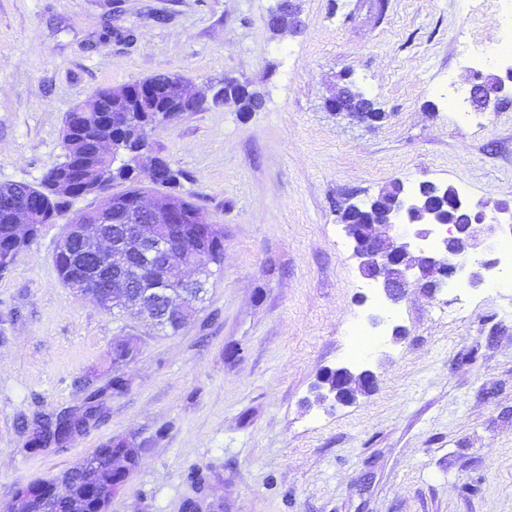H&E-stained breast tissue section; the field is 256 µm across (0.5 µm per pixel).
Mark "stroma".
<instances>
[{
  "label": "stroma",
  "instance_id": "obj_1",
  "mask_svg": "<svg viewBox=\"0 0 512 512\" xmlns=\"http://www.w3.org/2000/svg\"><path fill=\"white\" fill-rule=\"evenodd\" d=\"M274 0H0V184H38L63 160V121L103 87L158 73L199 92L231 77L256 112H183L151 152L224 227L194 320L159 331L108 313L59 280L61 224L0 273V512L15 489L127 439L139 466L111 512H512V261L484 286L391 303L358 272L340 225L346 197L391 182L512 194V104L472 106L474 65L512 0H300L275 35ZM384 120L328 112L344 72ZM376 349L350 352L354 324ZM139 352L127 388L64 445L28 450L27 424L83 412L78 378L113 375V342ZM369 362L378 387L311 404L328 368Z\"/></svg>",
  "mask_w": 512,
  "mask_h": 512
}]
</instances>
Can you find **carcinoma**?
<instances>
[{"label": "carcinoma", "mask_w": 512, "mask_h": 512, "mask_svg": "<svg viewBox=\"0 0 512 512\" xmlns=\"http://www.w3.org/2000/svg\"><path fill=\"white\" fill-rule=\"evenodd\" d=\"M144 83L154 87L151 97L142 96L135 85L106 87L93 99L67 113L63 127L64 160L47 171L38 185L27 183L0 184V271L4 272L15 257L41 233L47 224L64 216L67 224H82L95 215L106 217V228L117 230L129 223L121 203L146 194L142 180L166 190L165 196L180 194L182 173L159 156H143L150 146V136L165 123L168 102L179 94H189L188 83L179 76L158 74ZM122 141L123 160L112 162V137ZM458 195L451 186H419L416 195L432 203L433 194ZM91 199L83 210L70 212L73 201ZM36 205L35 218L25 234L17 233L13 213L28 203ZM54 263L65 287L97 302L112 282V253L105 252L93 265L85 264L82 245L77 241L59 245L54 250ZM82 422V416L39 422L32 430L29 450L39 452L49 444L65 443L70 430ZM143 449L126 442H109L95 449L82 463L49 479L62 480L65 491L51 486L40 492L35 512H97L99 502L118 488L142 459Z\"/></svg>", "instance_id": "1"}]
</instances>
